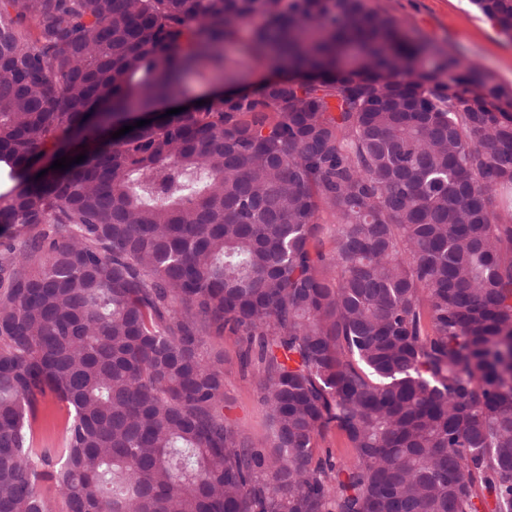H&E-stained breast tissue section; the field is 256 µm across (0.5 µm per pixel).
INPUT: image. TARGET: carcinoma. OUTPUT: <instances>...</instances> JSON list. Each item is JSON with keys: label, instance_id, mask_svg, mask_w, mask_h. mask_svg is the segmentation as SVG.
Returning <instances> with one entry per match:
<instances>
[{"label": "carcinoma", "instance_id": "obj_1", "mask_svg": "<svg viewBox=\"0 0 512 512\" xmlns=\"http://www.w3.org/2000/svg\"><path fill=\"white\" fill-rule=\"evenodd\" d=\"M226 43L294 80L153 113ZM421 51L368 0H0V512H512V113ZM334 218L326 213L320 215L319 232L315 244L325 254H330L335 248L336 224ZM207 346L224 355V417L248 440L260 443L269 432L267 411L257 388L263 365L252 355L248 365L242 366L245 343L228 328L223 336H208ZM330 455L336 463H349L354 458V451L347 439L335 428L327 430L322 437L318 438L316 457Z\"/></svg>", "mask_w": 512, "mask_h": 512}]
</instances>
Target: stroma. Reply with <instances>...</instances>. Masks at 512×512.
<instances>
[{
    "label": "stroma",
    "instance_id": "35a3bbf8",
    "mask_svg": "<svg viewBox=\"0 0 512 512\" xmlns=\"http://www.w3.org/2000/svg\"><path fill=\"white\" fill-rule=\"evenodd\" d=\"M374 7L393 17L408 35L423 43L425 60L439 61L443 52L457 55L500 86L512 102V36L501 33L477 10L472 0H372ZM236 60V89L253 90L279 75L264 59L240 55L236 46L224 48ZM209 348L224 355V416L244 437L261 442L269 432L267 411L260 399L258 358L242 363L245 344L238 334L225 332L207 339Z\"/></svg>",
    "mask_w": 512,
    "mask_h": 512
}]
</instances>
